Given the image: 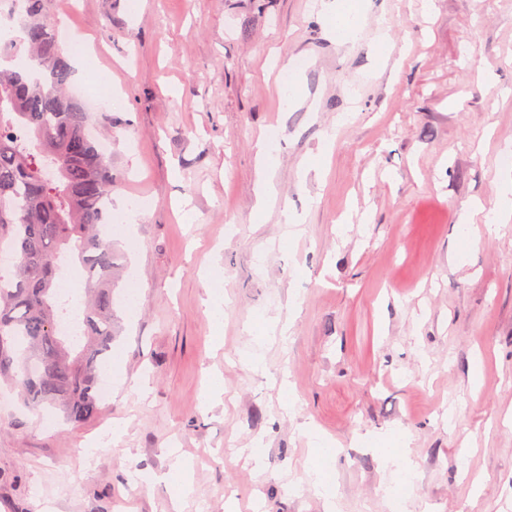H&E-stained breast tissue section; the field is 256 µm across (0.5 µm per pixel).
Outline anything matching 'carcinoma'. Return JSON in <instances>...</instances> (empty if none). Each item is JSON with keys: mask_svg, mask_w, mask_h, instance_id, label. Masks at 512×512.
<instances>
[{"mask_svg": "<svg viewBox=\"0 0 512 512\" xmlns=\"http://www.w3.org/2000/svg\"><path fill=\"white\" fill-rule=\"evenodd\" d=\"M50 0H11L22 36L0 46V243L13 271L0 274V377L32 409L82 424L102 410L101 370L116 336L118 282L112 239L101 232L112 195V156L100 153L89 112L71 93L74 70L51 23ZM82 269L80 335L61 336L66 313L57 273Z\"/></svg>", "mask_w": 512, "mask_h": 512, "instance_id": "obj_1", "label": "carcinoma"}]
</instances>
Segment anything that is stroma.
<instances>
[{
	"mask_svg": "<svg viewBox=\"0 0 512 512\" xmlns=\"http://www.w3.org/2000/svg\"><path fill=\"white\" fill-rule=\"evenodd\" d=\"M361 6L339 43L321 0H52L91 49L76 88L116 95L112 210L147 205L112 245L141 290L99 418L46 425L0 384V512H173L181 459L182 512H325L311 427L338 512H512V223L458 222L512 179V0ZM397 428L395 505L374 447ZM313 453L310 457L308 475L310 477V491L315 495L328 496V488L330 485L331 475L322 463L324 460L326 448H312ZM328 504L327 511H334L336 506L335 503L326 498Z\"/></svg>",
	"mask_w": 512,
	"mask_h": 512,
	"instance_id": "stroma-1",
	"label": "stroma"
}]
</instances>
